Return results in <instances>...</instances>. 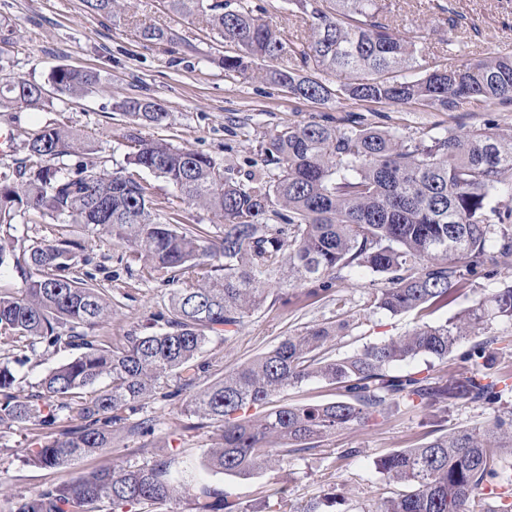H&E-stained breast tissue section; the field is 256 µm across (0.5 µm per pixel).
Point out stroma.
Returning a JSON list of instances; mask_svg holds the SVG:
<instances>
[{"mask_svg": "<svg viewBox=\"0 0 512 512\" xmlns=\"http://www.w3.org/2000/svg\"><path fill=\"white\" fill-rule=\"evenodd\" d=\"M128 13L119 19L89 13L83 0H0V22L13 29L7 48V74L47 83L59 65L85 66L97 72L98 84L79 98L49 91L35 108L0 109V132L12 135V146L0 150V178L19 182L18 170L26 157L27 132L63 122L81 132L91 143V161L99 168L124 166L126 136L131 126L116 105L127 98H149L161 104L170 117L166 125H143L146 139H163L211 156L227 175L240 178L261 164V141L286 124L327 120L344 124L350 113L367 123L400 135L420 130L453 129L459 132L482 126L494 114L501 129L512 128V107L466 104L455 112H434L414 105L361 106L345 98L321 105L291 98L281 88L252 73H228L217 58L233 54V46L214 39L205 23L183 19L168 12L163 0H130ZM402 34L424 35L432 57L446 58L450 44L472 39L471 55L493 57L512 52V0H455L466 16L471 34L457 32L448 15L431 9L429 0H392ZM155 25L174 32L173 41L150 45L140 31ZM84 254L97 266L99 283L112 298L114 313L97 333L121 341L140 334L159 314L166 312L173 287L168 273L144 271L140 262L124 261V247L85 228H78ZM512 282V269L493 275L470 276L457 299L428 316L431 324L453 320L479 295ZM383 282L365 271L335 282L323 297L308 300L300 289L288 291V305H264L246 318L231 338L216 335L203 360L206 369L198 385L206 387L224 373L253 359L284 337L317 324L349 321L341 335L328 342L335 357L360 351L367 344L396 337L418 322L415 314L391 315L372 310L370 298ZM181 399L154 396L141 404V415L154 417L156 432L147 438L127 439L124 447L96 456L81 457L56 468L25 464L23 451L33 432L16 429L0 437V512H7L14 498L68 481L114 461L140 463L169 452L181 453L195 474L223 487L229 499L278 512L287 503L290 512L312 499L335 494L333 512H362L371 500L389 495L392 487L376 470L384 455L414 446L426 427L421 414L404 408H389L384 418L352 430H342L319 448L282 456L273 451L266 471L251 476H228L204 470L203 461L213 443L212 432L183 431L179 426ZM512 409V393L502 403L489 405L461 399L445 413L446 429L475 428L491 422L503 409Z\"/></svg>", "mask_w": 512, "mask_h": 512, "instance_id": "stroma-1", "label": "stroma"}]
</instances>
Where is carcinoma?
<instances>
[{"instance_id": "1", "label": "carcinoma", "mask_w": 512, "mask_h": 512, "mask_svg": "<svg viewBox=\"0 0 512 512\" xmlns=\"http://www.w3.org/2000/svg\"><path fill=\"white\" fill-rule=\"evenodd\" d=\"M181 18L202 16L236 47L221 60L245 73L257 59L288 57L289 66L258 72L290 96L323 104L343 96L362 105H422L455 112L461 104L512 105V54L455 63L430 59L419 38L396 31L383 0H287L309 25L307 39L290 41L262 21L248 0H165ZM92 13L116 18L126 0H84ZM146 43L172 40L147 26ZM343 76L331 87L306 72ZM56 91L88 93L98 82L90 69L61 65L51 73ZM43 85L21 76L0 79V108L43 101ZM117 108L130 123L163 125V107L129 98ZM126 166L86 167L64 174L55 159L90 151L78 132L54 123L29 133L19 170L21 187L0 182V223L17 214L84 224L129 250L132 260L179 275L168 314L156 331L113 344L93 334L112 314V298L96 275L79 271L81 241L66 229L22 250L0 231V267L13 260L22 284L0 292V338L22 344V355L0 357V434L13 428L40 435L25 461L59 467L133 436L155 433V420L132 416L140 402L174 382L166 398L188 394L184 430L215 428L208 469L249 476L268 465L270 449L285 454L318 447L338 430L366 426L392 406L430 416L426 441L383 456L378 472L403 490L379 498L367 512H512V410L483 428L445 430L433 409L458 399L493 404L512 392L508 376L493 371L497 338L462 344L491 318L512 320V284L481 296L454 320L426 322L403 336L367 345L342 358L325 345L348 327L321 324L289 335L255 359L196 389L212 334L241 327L261 308L273 284L305 287L317 299L336 280L365 268L384 286L371 306L400 315L448 304L464 276L481 267H512V130L492 118L464 133L444 130L401 136L358 119L288 124L261 144L262 166L242 179L225 175L212 157L163 139L129 135ZM168 182L181 199L210 211L221 224L211 234L159 218L153 186L133 173ZM79 354L49 370L38 390L20 394L12 362H40L53 353ZM459 353L462 371L443 381L417 373H389L418 355L444 360ZM317 379L344 389L325 404H274L290 386ZM98 386L87 400L82 391ZM76 415L79 423L59 428ZM186 500L192 512H259L231 501L224 490L189 477L179 454L142 464H114L73 480L21 495L10 512H139L146 505Z\"/></svg>"}]
</instances>
